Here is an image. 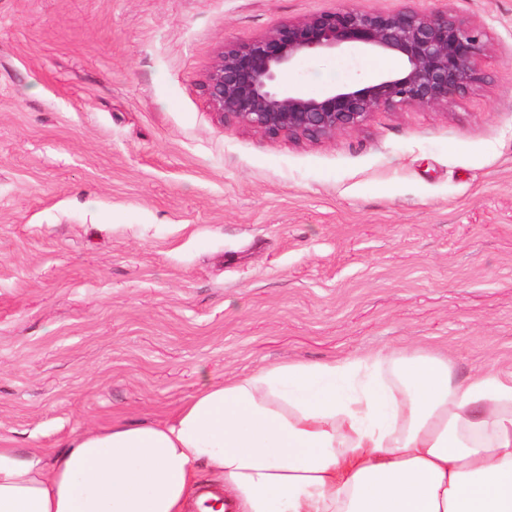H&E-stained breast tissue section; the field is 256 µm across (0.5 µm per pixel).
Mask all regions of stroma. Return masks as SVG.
I'll use <instances>...</instances> for the list:
<instances>
[{"mask_svg": "<svg viewBox=\"0 0 512 512\" xmlns=\"http://www.w3.org/2000/svg\"><path fill=\"white\" fill-rule=\"evenodd\" d=\"M406 6L487 33L469 96L322 143L211 111L224 43ZM384 69L347 50L289 81ZM407 346L512 372V0H0V437L59 449L207 377Z\"/></svg>", "mask_w": 512, "mask_h": 512, "instance_id": "1", "label": "stroma"}]
</instances>
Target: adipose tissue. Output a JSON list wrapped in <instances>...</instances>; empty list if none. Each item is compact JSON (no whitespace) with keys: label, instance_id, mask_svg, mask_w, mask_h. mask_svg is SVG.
I'll return each instance as SVG.
<instances>
[{"label":"adipose tissue","instance_id":"obj_1","mask_svg":"<svg viewBox=\"0 0 512 512\" xmlns=\"http://www.w3.org/2000/svg\"><path fill=\"white\" fill-rule=\"evenodd\" d=\"M512 512V375L439 354L289 361L216 382L169 420L0 438V512Z\"/></svg>","mask_w":512,"mask_h":512}]
</instances>
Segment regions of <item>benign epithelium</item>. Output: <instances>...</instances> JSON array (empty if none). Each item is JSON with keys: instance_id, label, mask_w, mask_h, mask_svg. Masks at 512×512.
Wrapping results in <instances>:
<instances>
[{"instance_id": "obj_1", "label": "benign epithelium", "mask_w": 512, "mask_h": 512, "mask_svg": "<svg viewBox=\"0 0 512 512\" xmlns=\"http://www.w3.org/2000/svg\"><path fill=\"white\" fill-rule=\"evenodd\" d=\"M346 46L398 56L402 66L364 87L334 84L316 95H304L286 80L299 60ZM487 50L483 32L448 10L339 9L290 21L248 43L224 45L203 90L224 124L323 142L361 129L382 109L437 108L466 96L482 80L479 61Z\"/></svg>"}]
</instances>
